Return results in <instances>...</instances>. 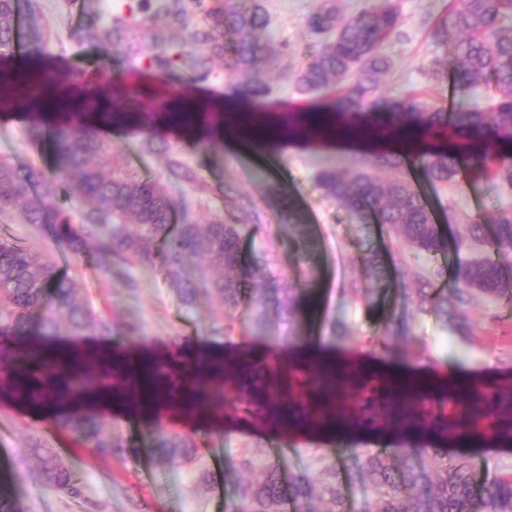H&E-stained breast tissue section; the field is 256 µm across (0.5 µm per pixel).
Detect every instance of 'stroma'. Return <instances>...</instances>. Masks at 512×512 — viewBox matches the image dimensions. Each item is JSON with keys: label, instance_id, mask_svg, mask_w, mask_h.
Masks as SVG:
<instances>
[{"label": "stroma", "instance_id": "stroma-1", "mask_svg": "<svg viewBox=\"0 0 512 512\" xmlns=\"http://www.w3.org/2000/svg\"><path fill=\"white\" fill-rule=\"evenodd\" d=\"M257 1L270 18L274 39L261 62L270 89L267 96L243 98L242 76L226 72L222 59L216 58L210 63L209 77L201 82L177 67L156 73L157 94L141 103L144 111L158 113L168 102L182 99L203 117L223 109L222 136H192L158 122L104 126L100 134L129 170L157 180L163 193L187 204L194 222L240 220L242 255L256 263L248 285L263 297L264 317L255 319L250 307L239 306L236 329L227 336L214 330L222 307L206 289H198L188 307L169 277L155 268L130 266L120 279L73 262L66 271L78 296L113 323L134 328L133 334L110 339L86 336L83 344L138 349L162 361L188 346L222 352L242 343L282 354L300 335L315 341L319 349L347 359L358 354L376 356L380 367L409 373L430 368L441 374L452 369L473 378V388L479 392L484 389L482 376L491 371L496 393L512 397V307L474 295L469 327L462 334L437 312H420L409 291L413 281L433 275L439 267L443 275L437 288L453 292L458 260L479 259L488 253L487 242L472 236L465 216L512 209V191L470 175L442 190L423 181L411 164L402 171L377 169L385 182L407 177L431 202L448 245L436 262L385 226L327 199L317 186L321 169L352 171L358 156L395 150V141L359 133L289 134V120H302L314 109L329 110L335 99L330 90L312 97L299 95L290 80L319 43L307 19L320 0ZM127 2L37 0L38 9L26 17L25 26L55 66L84 69L100 84L121 80L133 85L142 70L141 60L118 55L101 64L99 49L78 38L81 29L100 24ZM398 6L400 25L382 48L391 67L380 76L377 92L397 99L414 91L427 102L447 106L452 88L442 74L451 47L433 42L430 30L445 16L448 0H398ZM29 121L30 108L24 102L0 114V158H9L20 168L49 166L46 148L28 136ZM173 157L194 172V181L168 179L167 163ZM287 197L302 213V222H288L283 203ZM302 293L318 298V312L312 317H288L281 309L284 297ZM388 315L393 318L389 324L384 321ZM373 336L382 338L385 350L378 352L369 345ZM410 336L419 338V346L407 344ZM275 411V416L253 422L228 412L220 427L204 415L175 412L166 427L205 443L189 465L180 457L160 459L143 452L136 457L101 456L60 430L51 416L0 400V469L13 474L24 512H225L237 499L239 482L263 479L257 472L225 476V461L243 448L263 455L275 448L282 478L302 469L317 474L332 463L341 473L349 500L365 502L366 483L355 452L346 451L344 443L329 435L288 431L289 413L301 411L292 396H282ZM103 413L113 434L142 448L147 445L149 428L141 417L115 404L104 407ZM373 415L378 432L368 435L355 430L357 449L400 447L404 436L394 430L388 402L377 400ZM35 439L52 448L78 476L84 487L83 502H73L39 480L38 460L28 450ZM461 452L476 475L512 472V446H501L498 440L448 448L452 456Z\"/></svg>", "mask_w": 512, "mask_h": 512}]
</instances>
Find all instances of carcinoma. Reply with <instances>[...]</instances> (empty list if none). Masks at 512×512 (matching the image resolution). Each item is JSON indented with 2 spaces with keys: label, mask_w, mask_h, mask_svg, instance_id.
Wrapping results in <instances>:
<instances>
[{
  "label": "carcinoma",
  "mask_w": 512,
  "mask_h": 512,
  "mask_svg": "<svg viewBox=\"0 0 512 512\" xmlns=\"http://www.w3.org/2000/svg\"><path fill=\"white\" fill-rule=\"evenodd\" d=\"M144 18L162 15L170 20L167 31L154 33L147 45L129 42L123 54H145L158 68L181 65L207 78V58L197 53L204 46L224 60L231 74L245 76L243 91L264 95L268 86L257 68L267 52L269 19L256 2L247 10L234 5L203 7L202 0H141ZM400 12L395 0H378L374 6L342 20L336 5L321 7L308 18L309 28L322 37L304 65L294 74L295 89L309 95L336 84V109L345 130L357 127L368 135L383 131L409 138L418 145L415 163L434 185L456 183L467 170L479 178L491 176L512 190V0H456V6L430 32L436 43L452 49L447 74L457 90L484 80L494 85L498 96L491 111L459 108L451 112L432 108L417 97L386 101L376 95L380 74L389 68L383 44L396 34ZM130 26L129 16L113 13L101 26L84 29L82 39L94 42L105 53L115 38ZM27 35L17 22L16 0H0V112H10L18 99L35 110L29 134L47 140L54 156L50 169L31 167L18 171L0 158V220L18 216L69 251L85 266L104 274L114 265L125 267L149 263L163 270L181 289L185 304H192L196 284L180 277L186 260L201 255L221 270L215 279L204 280L207 291L227 309L248 302L256 319L264 314L262 301L246 287L242 265L239 225L213 221L196 224L179 214L174 200L160 192L153 179H142L122 163L112 160L111 144L101 138L96 125L132 123L136 115L129 103L139 97L130 87L89 86L73 69L56 68L44 56L21 48ZM495 146L498 155L489 152ZM405 154L382 153L354 161V171L345 176L331 169L317 175L323 194L355 212H367L385 224L415 250L435 260L442 255L445 240L420 192L403 179L383 182L374 174L377 166L399 169ZM78 193L87 205L82 222H70L58 198ZM473 234L493 227L491 247L512 250V212L497 209L478 217L465 216ZM135 224L131 235L126 225ZM455 316L464 326L475 294L512 301V279L506 278L491 257L462 260L456 269ZM413 292L418 310L426 312L446 298L427 278L416 281ZM112 323L99 317L87 301L73 292L72 278L58 272L56 263L29 248L0 242V359L8 372L0 378V398H13L55 413L57 426L79 443L103 456L115 451L136 455L140 449L109 432L103 419L87 408L96 398H114L103 373L124 365V373L141 379L139 407L181 406L188 412L204 410L219 418L232 407L247 418H264L279 392L272 388L237 405L222 395L206 407L195 394L191 380L201 372L226 378L229 390L245 379L250 364L224 365V356L202 353L193 361L175 360L184 371L181 381L154 375L151 363L126 357L116 360L107 350H78L48 346L49 336H112ZM324 399L315 419L290 417L303 425H324L335 416L336 368H319ZM440 400L437 418L425 414L394 412L399 430L430 435L448 441V387H436ZM463 436L482 443L491 419L500 420L497 437L512 443V399L503 401L475 392L466 409ZM30 448L40 461L43 482L72 498L82 496L76 475L39 440ZM199 445L190 434L161 427L151 435L149 451L161 457L181 456L191 462ZM399 463L383 448L361 455V467L369 483L370 497L364 512H512V473L494 474L483 480L465 459L448 458L447 445L427 452L424 448H400ZM259 469L265 479L238 488V502L230 512H284L285 500L297 507L317 495L332 504L330 512H352L340 486L335 466H325L319 475L304 470L283 487L277 465L267 457L243 449L225 464L230 475ZM0 512H23L13 481L0 474Z\"/></svg>",
  "instance_id": "cac0c4a2"
}]
</instances>
